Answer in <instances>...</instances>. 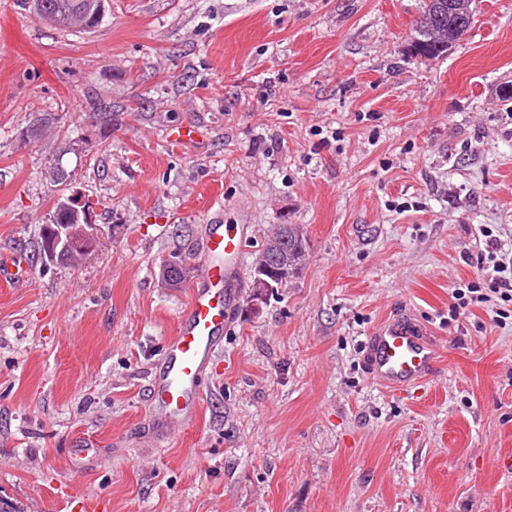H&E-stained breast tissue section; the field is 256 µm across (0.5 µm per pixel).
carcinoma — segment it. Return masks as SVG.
<instances>
[{
    "instance_id": "obj_1",
    "label": "carcinoma",
    "mask_w": 512,
    "mask_h": 512,
    "mask_svg": "<svg viewBox=\"0 0 512 512\" xmlns=\"http://www.w3.org/2000/svg\"><path fill=\"white\" fill-rule=\"evenodd\" d=\"M101 0H14L15 6L44 25L60 30L86 32L102 24L97 18ZM457 0H424V7L414 28L411 50L430 59L448 53L453 44L473 22V0H466V23L456 25L454 3ZM275 239L285 238L288 269L301 264L309 252L308 236L299 224H277L272 229Z\"/></svg>"
}]
</instances>
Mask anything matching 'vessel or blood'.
Here are the masks:
<instances>
[{
  "instance_id": "obj_1",
  "label": "vessel or blood",
  "mask_w": 512,
  "mask_h": 512,
  "mask_svg": "<svg viewBox=\"0 0 512 512\" xmlns=\"http://www.w3.org/2000/svg\"><path fill=\"white\" fill-rule=\"evenodd\" d=\"M241 248L237 225L212 227L205 244L207 284L194 289L188 311L169 340L152 382V399L163 432H170L199 412V383L218 350L228 308L235 299L232 285ZM28 270L24 253L0 258L2 282H23ZM435 363L432 342L412 326L392 320L370 338V378L392 392L426 380Z\"/></svg>"
}]
</instances>
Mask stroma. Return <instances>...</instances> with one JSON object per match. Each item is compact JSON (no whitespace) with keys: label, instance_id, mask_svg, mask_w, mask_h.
<instances>
[{"label":"stroma","instance_id":"obj_1","mask_svg":"<svg viewBox=\"0 0 512 512\" xmlns=\"http://www.w3.org/2000/svg\"><path fill=\"white\" fill-rule=\"evenodd\" d=\"M423 0H112L91 34L0 0V255L59 197L99 246L0 284V497L21 512H512V316L451 291L489 227L512 245V0H474L444 57L410 51ZM49 123L31 135L41 118ZM192 128V138L179 132ZM60 163L67 183L47 178ZM240 224L236 303L189 424L151 381ZM274 224L309 259L251 304ZM184 259L179 288L159 283ZM404 318L438 351L400 394L365 345ZM97 444L75 473L69 449Z\"/></svg>","mask_w":512,"mask_h":512}]
</instances>
